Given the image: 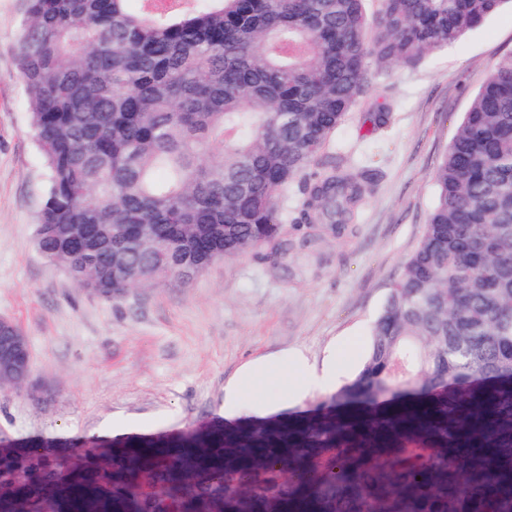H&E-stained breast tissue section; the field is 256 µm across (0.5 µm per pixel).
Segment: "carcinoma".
I'll list each match as a JSON object with an SVG mask.
<instances>
[{
  "label": "carcinoma",
  "mask_w": 512,
  "mask_h": 512,
  "mask_svg": "<svg viewBox=\"0 0 512 512\" xmlns=\"http://www.w3.org/2000/svg\"><path fill=\"white\" fill-rule=\"evenodd\" d=\"M512 0H26L19 61L49 169L38 245L106 301L187 283L298 222L351 223L376 168L312 171L366 59L453 47ZM357 375L302 417L0 452V512H512V53Z\"/></svg>",
  "instance_id": "cac0c4a2"
}]
</instances>
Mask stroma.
I'll list each match as a JSON object with an SVG mask.
<instances>
[{"label": "stroma", "instance_id": "obj_1", "mask_svg": "<svg viewBox=\"0 0 512 512\" xmlns=\"http://www.w3.org/2000/svg\"><path fill=\"white\" fill-rule=\"evenodd\" d=\"M24 0H0V318L21 327L30 373L0 389V438L41 444L108 440L132 421L148 434L224 419V387L254 359L303 350L360 367L375 320L437 199L435 171L493 64L512 53V10L488 16L457 46L411 62L369 56L370 83L315 168L379 171L341 235L284 226L286 250L214 261L191 283L97 298L48 262L37 220L49 171L31 124L17 47ZM387 106L374 141L369 115Z\"/></svg>", "mask_w": 512, "mask_h": 512}]
</instances>
